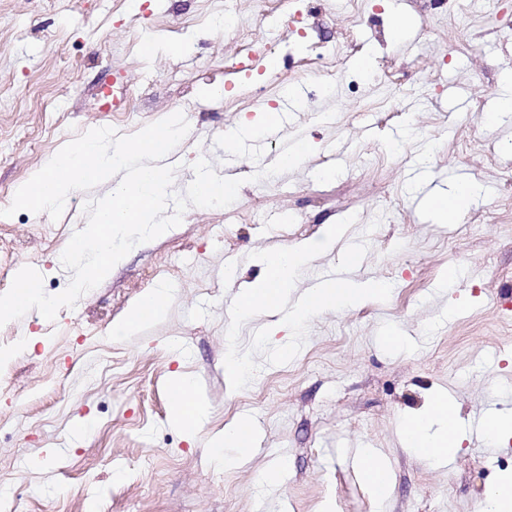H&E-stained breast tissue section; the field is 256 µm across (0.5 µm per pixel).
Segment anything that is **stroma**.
<instances>
[{
	"instance_id": "1",
	"label": "stroma",
	"mask_w": 512,
	"mask_h": 512,
	"mask_svg": "<svg viewBox=\"0 0 512 512\" xmlns=\"http://www.w3.org/2000/svg\"><path fill=\"white\" fill-rule=\"evenodd\" d=\"M410 17L393 40V15ZM154 54L141 51L144 43ZM372 59L371 72L355 65ZM512 0H0V189H17L65 144L96 127L130 135L183 111L172 191L192 165L243 179L224 208L136 245L55 321L32 310L0 327V512H479L512 441L486 458L478 437L435 465L403 441L405 424L443 394L463 423L512 417ZM285 113L284 135L314 152L263 179L281 152L245 120ZM483 191L435 223L423 199L461 179ZM74 191L60 219L0 216V294L29 266L46 294L68 286L60 256L87 222ZM352 227L301 273L293 296L356 252L352 283H392L388 301L326 311L298 355L262 365L244 389L224 370L230 308L260 269L251 255ZM166 312L132 334L122 322L147 291ZM189 375L208 410L188 435L173 380ZM249 419L248 453L208 447ZM385 466L375 501L350 451ZM273 471L272 484L261 480Z\"/></svg>"
}]
</instances>
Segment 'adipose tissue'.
<instances>
[{"label":"adipose tissue","mask_w":512,"mask_h":512,"mask_svg":"<svg viewBox=\"0 0 512 512\" xmlns=\"http://www.w3.org/2000/svg\"><path fill=\"white\" fill-rule=\"evenodd\" d=\"M456 408L447 399L433 400L430 408L414 417L421 444L427 448V460L448 461L455 457L465 435L460 425H449L450 416L456 415Z\"/></svg>","instance_id":"obj_1"}]
</instances>
